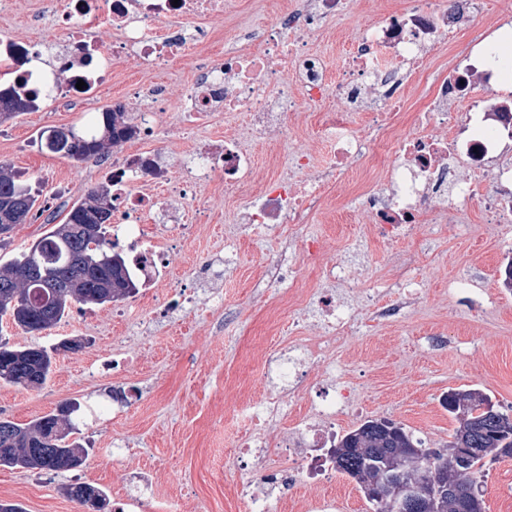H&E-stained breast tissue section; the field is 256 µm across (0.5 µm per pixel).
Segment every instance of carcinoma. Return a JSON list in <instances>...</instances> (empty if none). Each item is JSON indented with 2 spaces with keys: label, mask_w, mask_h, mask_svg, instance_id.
Segmentation results:
<instances>
[{
  "label": "carcinoma",
  "mask_w": 512,
  "mask_h": 512,
  "mask_svg": "<svg viewBox=\"0 0 512 512\" xmlns=\"http://www.w3.org/2000/svg\"><path fill=\"white\" fill-rule=\"evenodd\" d=\"M38 100L22 86L9 81L0 85V123L33 112ZM134 126L121 109L100 113L91 130L74 133L76 142L59 144L52 133L45 135V148L72 162L83 163L104 157L117 144L132 139ZM38 196L21 180V175L0 166V248L11 242L12 232L34 216ZM137 288V277L118 245L112 241V180L91 188L74 202L60 224L27 250L0 265V316L27 333L41 332L68 315L72 304L105 305L124 299ZM45 296L41 308L28 306L30 293ZM59 345L12 346L0 339V381L37 388L53 372ZM448 413L456 423L451 441L444 448H424L422 442L401 424L389 418L368 419L337 440L347 452L336 471L354 478L357 465L366 481L376 476L378 455L408 448L420 452L421 466L407 470L417 482L429 468L442 472L459 494L454 497L438 483L425 487L427 494L442 500L446 512H483V487L490 467L512 458V418L496 408L479 388L452 389L445 398ZM70 415L50 412L19 424L0 417V467L30 471H68L84 465L90 447L70 440L74 430L71 415L80 404L67 403ZM63 494L79 504L87 502L105 512L107 493L87 483L62 487Z\"/></svg>",
  "instance_id": "cac0c4a2"
}]
</instances>
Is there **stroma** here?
Returning a JSON list of instances; mask_svg holds the SVG:
<instances>
[{
  "label": "stroma",
  "instance_id": "stroma-1",
  "mask_svg": "<svg viewBox=\"0 0 512 512\" xmlns=\"http://www.w3.org/2000/svg\"><path fill=\"white\" fill-rule=\"evenodd\" d=\"M404 0H352L343 18L330 22L313 44L328 72L348 47L356 28L382 20ZM485 11L466 22L455 42L439 45L427 63L438 77L473 38H492L500 23L512 18V0H484ZM293 0H228L224 37L212 46L221 54L238 29L269 26L291 8ZM43 0H17L8 19H0V38L21 37L42 45L63 42L51 33V16ZM196 71L184 57L165 71L132 62L116 65L111 83L89 91L91 111L121 107L129 115L153 107L151 96L132 99L131 85H162L168 91L153 135L128 143L131 151L150 150L172 169L193 143L226 136L247 137L245 120L216 116L183 138L179 99ZM90 111V112H91ZM88 114V113H87ZM87 114L43 107L0 124V165L24 174L50 205L45 218L17 225L11 244L0 250V264L30 246L48 229L51 218L63 219L87 190L112 174L110 157L73 165L41 149L42 131L71 127L83 130ZM287 137L247 138L256 160V177L275 174L291 152L308 148L313 167L325 164L329 145L320 133L322 117L307 107L292 113ZM389 162L378 157L367 171L354 170L331 186L320 204L300 224H278L253 232L236 223L241 199L224 195V180L212 176L198 201L207 213L194 225L193 239L176 251L162 289L153 300H121L124 314L113 318L111 305L73 304L69 315L41 333L24 332L0 319V335L16 346H51L77 339L78 349L60 352L49 381L39 388L0 383V416L17 423L50 413L76 401L73 437L91 451L78 470L37 472L0 468V500L20 503L25 512H83L60 492L61 485L84 481L108 496L131 494L141 499L140 512H244L243 494L262 483L255 466L233 467V449L248 432L232 421L242 405L277 390L280 362L295 357L316 329L312 307L326 287L325 267L345 261L355 270L357 289L337 288L352 315L347 335L303 369L307 386L290 400L294 413L308 412L328 380L349 385L354 408L337 406L336 431L345 434L365 420L388 417L421 438L425 447H445L456 426L442 405L451 389L477 387L499 410L512 415V293L499 283V267L512 250V223L484 221L481 198H474L458 223L416 225L408 238H378L372 219L356 213L360 185L386 188ZM318 249L307 254L309 236ZM293 241L297 266L293 282L269 283L282 238ZM236 245L234 264L224 261L226 241ZM422 286L420 297L391 319L365 328L361 322L374 306L392 303L403 277ZM187 290L190 302L156 316L171 293ZM120 400H113V393ZM485 512H512V458L490 469L484 491ZM300 512H373L360 487L337 475L332 485L298 486L288 492Z\"/></svg>",
  "mask_w": 512,
  "mask_h": 512
}]
</instances>
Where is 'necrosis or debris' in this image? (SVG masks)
<instances>
[{
	"instance_id": "obj_1",
	"label": "necrosis or debris",
	"mask_w": 512,
	"mask_h": 512,
	"mask_svg": "<svg viewBox=\"0 0 512 512\" xmlns=\"http://www.w3.org/2000/svg\"><path fill=\"white\" fill-rule=\"evenodd\" d=\"M225 0H54L51 14L68 40L50 63H42L34 45L23 39L0 41V61L15 82L37 91L52 107L65 108L85 98L77 82L94 84L97 68L119 59L158 68L174 57L200 53L224 19ZM348 0H294L264 30H241L240 50L204 60L186 90L182 108L200 119L215 112H241L253 136L287 135L284 122L299 104L324 109L323 132L333 145V158L315 174L308 150H295L285 173L256 192L248 186L254 175L253 154L239 141L209 144L186 152L180 179L151 153H119L112 157V220L137 252L133 257L142 284H158L170 264L168 249L150 243L146 221L171 214L181 221L184 205L194 201L201 183L216 172L224 175V191L247 195L238 214L242 224L271 227L292 224L320 202L326 186L344 178L353 166L372 160L376 142L353 129L349 118L358 112L390 141L392 175L387 190L369 187L359 196L360 209L371 216L380 238L393 241L409 234L412 225L430 223L437 214L456 221L474 197H481L489 223L512 220V169H491L503 135H512V93L498 87V72L489 57L456 63L450 77L432 80L426 103L414 118V129L399 134L395 117L403 102L398 74L412 67L427 77L428 50L442 36L480 10V0H407L403 9L380 22L361 25L351 47L338 61V76L329 80L320 55L309 42L328 22L347 14ZM107 22L115 34L102 48L92 29ZM293 72L301 97L290 96L281 84ZM496 187L483 191L486 179ZM176 186L169 202L156 192ZM322 335L303 346L307 359L323 358L350 320L333 290L316 298ZM287 393L251 402L244 418L252 430L242 452L266 471L262 485L246 495L245 512H272L284 504L285 489L317 474L315 452L336 440L331 411L322 407L296 416L279 459L267 457L270 440L265 427L282 414Z\"/></svg>"
}]
</instances>
